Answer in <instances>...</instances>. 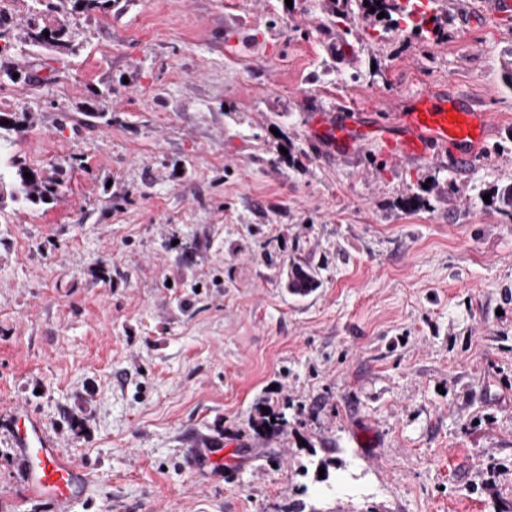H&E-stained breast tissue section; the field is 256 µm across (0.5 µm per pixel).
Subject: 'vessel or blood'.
Instances as JSON below:
<instances>
[{
    "label": "vessel or blood",
    "mask_w": 512,
    "mask_h": 512,
    "mask_svg": "<svg viewBox=\"0 0 512 512\" xmlns=\"http://www.w3.org/2000/svg\"><path fill=\"white\" fill-rule=\"evenodd\" d=\"M358 116V108L344 106L339 116L320 117L321 136L351 149L373 136L399 157L426 158L433 148H443L450 151L454 167L461 171L475 162L491 122L490 114L471 99H450L434 89L414 97L408 112L401 114L399 126L364 125ZM2 439L20 458L21 477L29 491L50 500L56 512H69L73 500L82 495L86 478L81 468L59 455L55 438L41 421L24 409L0 414Z\"/></svg>",
    "instance_id": "obj_1"
}]
</instances>
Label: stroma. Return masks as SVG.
<instances>
[{
	"mask_svg": "<svg viewBox=\"0 0 512 512\" xmlns=\"http://www.w3.org/2000/svg\"><path fill=\"white\" fill-rule=\"evenodd\" d=\"M30 5L0 0V115L60 187L0 206V409L83 469L70 512H512V14L112 0L61 53ZM434 86L493 115L465 172L311 134ZM0 512H54L2 445ZM359 2L362 4H364V2H368V6L375 8L376 11L396 12L403 23L407 26H412L417 30L422 31L423 26L430 21L425 12L419 11L418 6L420 5L412 2L411 0H408L407 4L402 6L395 3V0H359ZM376 2H380V5H376ZM317 285V272L311 265L296 266L292 271L291 279L289 280L288 287L293 292L300 290H311ZM271 417H274V423H271ZM250 424L252 429L259 435L278 436L286 432L288 419L284 412L268 409L262 416L252 419ZM264 424L268 425L270 431L266 430Z\"/></svg>",
	"mask_w": 512,
	"mask_h": 512,
	"instance_id": "1",
	"label": "stroma"
}]
</instances>
